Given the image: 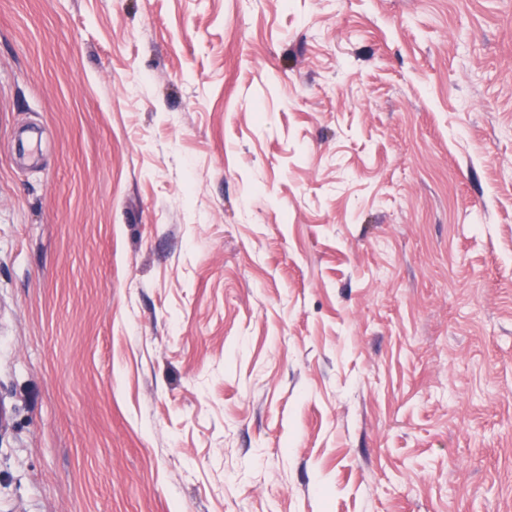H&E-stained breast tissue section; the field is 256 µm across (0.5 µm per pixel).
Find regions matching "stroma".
Returning <instances> with one entry per match:
<instances>
[{
    "mask_svg": "<svg viewBox=\"0 0 512 512\" xmlns=\"http://www.w3.org/2000/svg\"><path fill=\"white\" fill-rule=\"evenodd\" d=\"M512 0H0V512H512Z\"/></svg>",
    "mask_w": 512,
    "mask_h": 512,
    "instance_id": "stroma-1",
    "label": "stroma"
}]
</instances>
